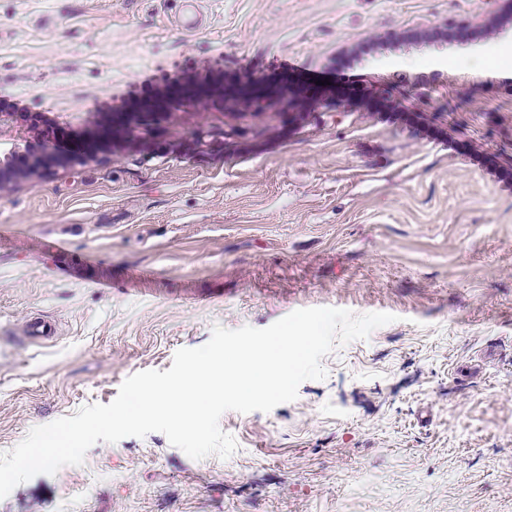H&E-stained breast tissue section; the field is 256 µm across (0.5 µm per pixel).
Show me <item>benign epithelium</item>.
<instances>
[{"mask_svg": "<svg viewBox=\"0 0 512 512\" xmlns=\"http://www.w3.org/2000/svg\"><path fill=\"white\" fill-rule=\"evenodd\" d=\"M290 86L295 87L294 96L300 99L333 92L331 87L311 85L289 74L215 83L177 82L161 95L144 99L126 112L112 113V122L95 126L70 151L48 140L40 143L38 149L28 150L22 156L15 145L0 139V187L19 175L46 174L49 166L61 159L70 163L90 161L110 148L131 142L135 132L139 133V145L149 148L154 143H160L161 127L170 114L190 104L216 100L222 104L227 101L249 104L273 99Z\"/></svg>", "mask_w": 512, "mask_h": 512, "instance_id": "benign-epithelium-1", "label": "benign epithelium"}]
</instances>
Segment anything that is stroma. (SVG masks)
<instances>
[{"mask_svg":"<svg viewBox=\"0 0 512 512\" xmlns=\"http://www.w3.org/2000/svg\"><path fill=\"white\" fill-rule=\"evenodd\" d=\"M176 9L0 0L10 137L234 73L346 93L192 106L164 144L0 186V452L214 326L396 320L296 400L225 412L228 458L101 441L0 512H512V0H202L192 33ZM35 318L52 342H28Z\"/></svg>","mask_w":512,"mask_h":512,"instance_id":"1","label":"stroma"}]
</instances>
